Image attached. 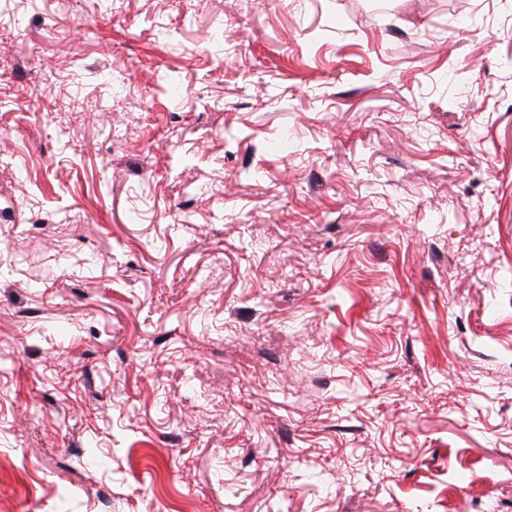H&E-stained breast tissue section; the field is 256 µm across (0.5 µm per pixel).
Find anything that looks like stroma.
I'll return each mask as SVG.
<instances>
[{
    "label": "stroma",
    "instance_id": "1",
    "mask_svg": "<svg viewBox=\"0 0 512 512\" xmlns=\"http://www.w3.org/2000/svg\"><path fill=\"white\" fill-rule=\"evenodd\" d=\"M1 154L0 512H512V0H0Z\"/></svg>",
    "mask_w": 512,
    "mask_h": 512
}]
</instances>
